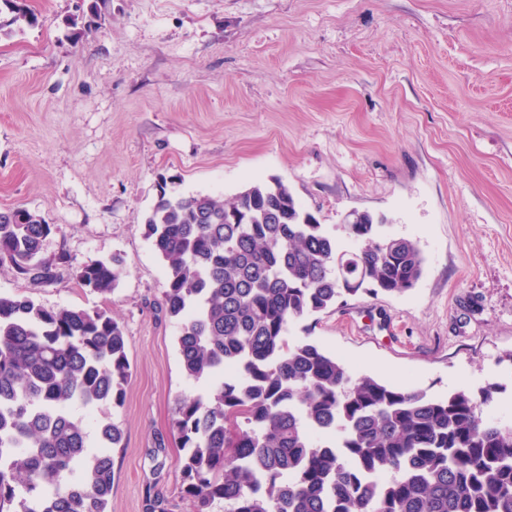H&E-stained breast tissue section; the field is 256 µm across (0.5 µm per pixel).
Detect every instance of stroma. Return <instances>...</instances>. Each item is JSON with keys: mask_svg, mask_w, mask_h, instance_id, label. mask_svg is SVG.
<instances>
[{"mask_svg": "<svg viewBox=\"0 0 512 512\" xmlns=\"http://www.w3.org/2000/svg\"><path fill=\"white\" fill-rule=\"evenodd\" d=\"M39 23L0 34V210L56 230L67 255L35 284L0 263V293L102 308L132 376L116 421L108 512L147 491L193 512L170 433L180 323L144 222L161 188L228 199L281 179L330 232L348 211L416 241L402 294L349 296L293 323L353 373L437 397L495 387L512 420V0H30ZM93 18L73 35L68 18ZM120 256L111 295L79 266Z\"/></svg>", "mask_w": 512, "mask_h": 512, "instance_id": "35a3bbf8", "label": "stroma"}]
</instances>
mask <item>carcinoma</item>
I'll use <instances>...</instances> for the list:
<instances>
[{
	"label": "carcinoma",
	"instance_id": "carcinoma-1",
	"mask_svg": "<svg viewBox=\"0 0 512 512\" xmlns=\"http://www.w3.org/2000/svg\"><path fill=\"white\" fill-rule=\"evenodd\" d=\"M10 24H37L29 0H0ZM345 247L281 180L228 200L161 192L145 222L167 269L164 305L181 322V369L208 383L181 395L172 432L189 453L182 490L195 512H512V424L488 422L480 398L434 397L353 374L289 326L360 292L402 294L423 274L417 243L365 213ZM55 230L26 208L0 210V263L34 283ZM121 260L82 265L78 284L112 293ZM131 378L125 330L102 309L47 308L0 294V512H106L116 422Z\"/></svg>",
	"mask_w": 512,
	"mask_h": 512
}]
</instances>
